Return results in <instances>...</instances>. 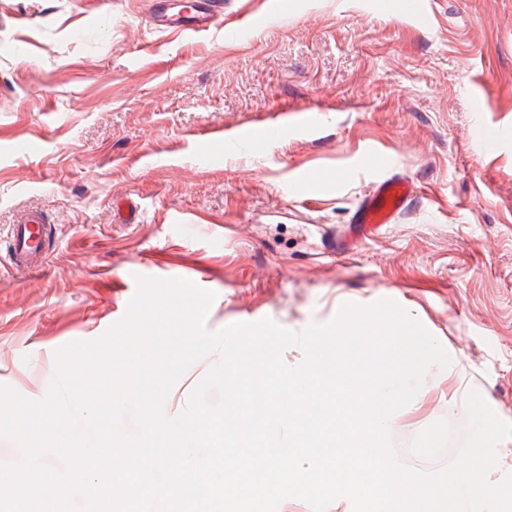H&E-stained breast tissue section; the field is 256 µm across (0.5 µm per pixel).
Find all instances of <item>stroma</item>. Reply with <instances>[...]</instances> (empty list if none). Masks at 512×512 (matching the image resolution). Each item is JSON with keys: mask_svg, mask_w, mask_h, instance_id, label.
<instances>
[{"mask_svg": "<svg viewBox=\"0 0 512 512\" xmlns=\"http://www.w3.org/2000/svg\"><path fill=\"white\" fill-rule=\"evenodd\" d=\"M293 2L257 27L270 0H224L191 35L151 24L176 0H0V234L39 211L50 254L36 273L0 264V385L45 399L57 350L124 318L138 285L112 279L133 263L202 280L211 332H300L390 299L454 362L390 428L397 458L432 472L454 451L411 444L439 420L466 431L459 385L512 424V0ZM261 124L281 136L209 139ZM393 173L417 186L409 206L352 224ZM220 358L186 370L167 418Z\"/></svg>", "mask_w": 512, "mask_h": 512, "instance_id": "1", "label": "stroma"}]
</instances>
